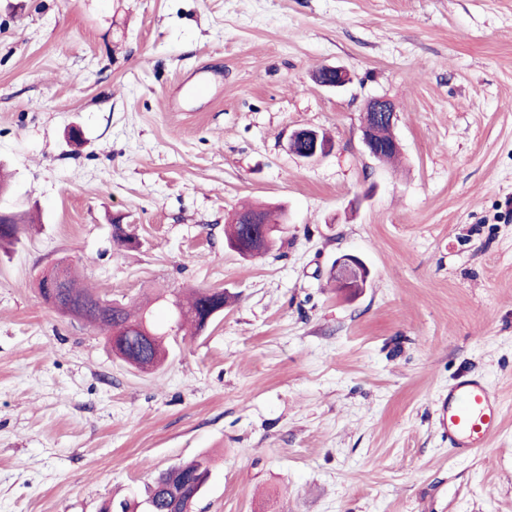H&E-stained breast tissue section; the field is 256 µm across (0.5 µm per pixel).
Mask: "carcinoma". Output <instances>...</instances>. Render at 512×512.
I'll return each instance as SVG.
<instances>
[{"instance_id": "carcinoma-1", "label": "carcinoma", "mask_w": 512, "mask_h": 512, "mask_svg": "<svg viewBox=\"0 0 512 512\" xmlns=\"http://www.w3.org/2000/svg\"><path fill=\"white\" fill-rule=\"evenodd\" d=\"M25 233L21 217L14 213L10 223H0V243L13 244ZM112 241L120 249H133L138 245L136 238L127 233L120 224L112 225ZM38 293L44 302L54 300L64 306L79 307L84 311L87 323L94 328L112 332L117 326H130L132 339L124 345H115L112 352L131 363L132 356L141 355L157 366L165 357V337L171 331H179L188 325L197 331L224 311L226 296L219 289H198L184 300H177V308L170 309V325L163 328L153 318L150 300L141 303H125L108 300L83 286L79 276L67 270L59 286L41 278L37 284ZM209 476L208 461L204 458L191 463L173 466L161 472L148 487L145 499L151 502V512H189L198 498Z\"/></svg>"}]
</instances>
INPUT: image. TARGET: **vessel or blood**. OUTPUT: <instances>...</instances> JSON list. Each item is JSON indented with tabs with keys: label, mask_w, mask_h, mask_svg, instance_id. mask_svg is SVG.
I'll return each instance as SVG.
<instances>
[{
	"label": "vessel or blood",
	"mask_w": 512,
	"mask_h": 512,
	"mask_svg": "<svg viewBox=\"0 0 512 512\" xmlns=\"http://www.w3.org/2000/svg\"><path fill=\"white\" fill-rule=\"evenodd\" d=\"M438 425L458 455H478L502 432L501 397L483 379L460 376L440 400Z\"/></svg>",
	"instance_id": "b4317fda"
}]
</instances>
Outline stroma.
<instances>
[{"mask_svg": "<svg viewBox=\"0 0 512 512\" xmlns=\"http://www.w3.org/2000/svg\"><path fill=\"white\" fill-rule=\"evenodd\" d=\"M374 97L393 166L360 139ZM300 128L333 150L296 157ZM0 171L38 217L0 248V512L134 504L202 457L196 512H512V0H0ZM260 203L287 222L245 259L224 224ZM59 261L162 324L193 289L230 301L143 371L43 303ZM462 374L503 401L478 456L438 425ZM396 120L397 110L393 101L384 97H376L367 103L363 124L360 129L361 139L370 156L378 159L383 154L379 159L381 162L392 160L399 152L394 151L399 150L398 141L394 136L391 140V131ZM383 126L390 127L382 129ZM361 262L352 255H344L338 258L334 264V275L337 285L344 290L363 288L367 282V273L362 270Z\"/></svg>", "mask_w": 512, "mask_h": 512, "instance_id": "obj_1", "label": "stroma"}]
</instances>
